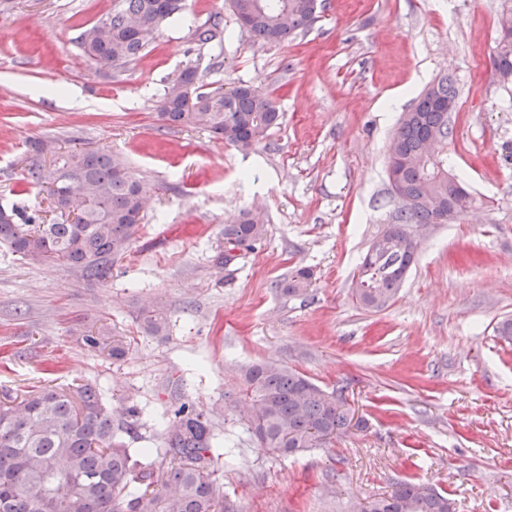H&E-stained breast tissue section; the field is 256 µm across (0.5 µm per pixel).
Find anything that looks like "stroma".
<instances>
[{
    "label": "stroma",
    "instance_id": "stroma-1",
    "mask_svg": "<svg viewBox=\"0 0 512 512\" xmlns=\"http://www.w3.org/2000/svg\"><path fill=\"white\" fill-rule=\"evenodd\" d=\"M137 62L95 72L76 38L112 0H0V205L47 206L20 193L33 139L105 148L149 184L128 255L103 282L33 265L0 248V400L77 379L141 410L134 451L160 445V416L187 403L228 453L215 463L224 512H349L411 479L447 491L456 512H512V84L495 75L499 15L512 0H327L308 32L258 43L227 0H186ZM224 18V53L191 41ZM205 90L244 82L268 92L279 125L244 153L192 127L162 128L157 103L186 64ZM448 77L451 171L472 209L420 234L403 286L362 308L352 280L397 202L388 147L401 113ZM81 91L72 104L68 89ZM267 235L216 271L221 232L241 210ZM310 269L306 295L279 285ZM154 303L170 320L146 336ZM108 325L128 353L89 350ZM275 362L342 391L365 422L282 457L260 448L234 412L239 369ZM139 329L146 336H164L169 330V319L159 308L143 305L139 315Z\"/></svg>",
    "mask_w": 512,
    "mask_h": 512
}]
</instances>
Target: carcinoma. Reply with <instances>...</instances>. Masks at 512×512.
I'll return each instance as SVG.
<instances>
[{
  "label": "carcinoma",
  "instance_id": "carcinoma-1",
  "mask_svg": "<svg viewBox=\"0 0 512 512\" xmlns=\"http://www.w3.org/2000/svg\"><path fill=\"white\" fill-rule=\"evenodd\" d=\"M234 17H245V31L267 43H281L306 31L325 9L324 0H229ZM180 9L172 0H112V8L84 29L77 43L98 69H112L147 54L149 38ZM218 14L198 27L200 45L223 47ZM494 71H512V9L497 21ZM202 75L190 64L166 89L157 107L165 128L195 127L247 152L277 126L280 112L270 95L247 83L231 90L200 91ZM457 90L443 77L402 114L389 152L401 158V179L390 194L412 203L391 214L374 237L352 282V295L369 310L386 307L414 263L406 233L414 224H441L448 212V168L441 155L426 154L430 140L448 145L452 136L443 102H456ZM44 140L30 143L33 157L22 176L24 189L44 188L60 222H46L41 211L0 205V245L37 265L75 269L89 280L103 281L112 260L127 254L144 218L148 187L119 156L105 148L51 153ZM84 204L72 211L69 205ZM266 235L261 214L239 213L224 225V240L252 249ZM312 274L300 268L281 282L287 296L304 294ZM139 329L165 336L166 313L140 309ZM103 325L84 336L93 349H109L114 360L128 350ZM236 409L246 431L262 448L294 456L348 429L353 417L336 393L327 392L301 373L272 363L240 370ZM127 421L112 426L117 416ZM134 406L117 408L90 382L67 388L32 386L0 402V512H218L223 495L213 464L223 456L211 421L183 403L164 420L161 433L169 465L162 487L152 488L154 468L134 455L124 435L134 429ZM367 512H455L449 494L411 480L369 502Z\"/></svg>",
  "mask_w": 512,
  "mask_h": 512
}]
</instances>
